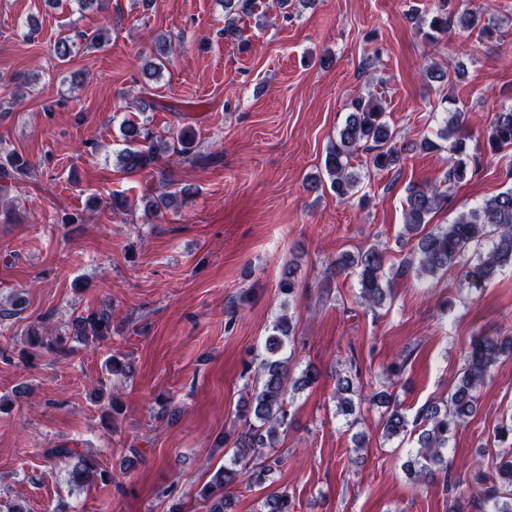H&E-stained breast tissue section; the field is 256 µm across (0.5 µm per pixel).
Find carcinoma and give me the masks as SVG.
Instances as JSON below:
<instances>
[{
  "label": "carcinoma",
  "instance_id": "cac0c4a2",
  "mask_svg": "<svg viewBox=\"0 0 512 512\" xmlns=\"http://www.w3.org/2000/svg\"><path fill=\"white\" fill-rule=\"evenodd\" d=\"M253 0H224V36L237 37V17L253 12ZM457 26L479 41H490L499 33L498 24L486 22L473 12L448 13V3L441 0L423 31V37L433 43ZM173 50L172 42L156 45L157 56L147 62L141 77L150 80L165 67V60ZM383 100L374 94L357 97L349 104L344 126L336 140L326 147L323 168L326 180L314 179L317 188L329 183V189L341 199L354 194L362 175L351 166V158L360 149L370 154L366 169L377 172L390 171L400 163L402 151L391 144L393 132L385 119ZM123 136L129 143L119 155V165L129 171L152 169L160 173L161 180L172 181L170 170L162 168L161 161L173 153L190 155L199 159L192 136L181 131L176 136L155 135L147 124L126 121ZM462 112H451L444 128L436 138H423L415 148L422 152L448 151V172L445 182L458 183L469 170L480 163V155L468 151ZM487 144L494 154L512 147V105L497 113L488 136ZM30 165L18 154H10L0 162V205L8 200L16 182L26 176ZM174 194L146 197L145 208L162 212L171 207ZM448 202V189L437 183L415 184L408 188L404 211V232L413 242L411 257L397 267L385 269L386 248L374 245L355 254H342L336 260V270L350 271L357 275L359 297L373 308L384 305L390 296L392 281L411 273L421 277H434L448 272L452 267L463 269L468 287L480 289L497 271L512 266V188L492 196L466 213L458 215L450 224H438L431 231L423 226L431 216L441 211ZM298 259L284 266L278 283L281 294L292 299L299 288ZM72 333L68 336H45L38 328L29 326L26 334L33 348H45L65 358L71 347L67 338H76L85 346L97 349L112 336V305L104 304L97 310L81 312L72 318ZM294 333L292 318L278 316L271 325L263 353L255 363L256 379L260 385L243 397L237 417L242 421L233 442L231 465L219 468L212 479L196 492L206 512H233V498L224 489L239 480L253 478L255 473H269L271 459L281 434L288 431L291 420V399L301 390L318 381L317 371L308 366L298 376H293L283 349ZM512 353V336H473L465 352L464 367L460 377L440 403L423 405L414 417L401 412L387 390L375 392L367 399L370 403L386 408L382 420L383 435L387 439L418 433L417 448L410 452L407 471L411 478L422 480L438 469L451 474L448 461V441L460 426L466 424L478 407L477 391L489 376L500 357ZM357 394L354 378L342 376L336 382L337 412L347 416L356 411L353 396ZM46 455L56 460H75L71 478L76 483L84 481L112 482V474L102 469L87 455L73 448H49ZM471 476L465 482L453 484V491L462 496L478 499L481 512H512V451L505 450L495 463L494 473L488 474L483 465L474 462ZM288 492L274 491L263 501L264 512H294Z\"/></svg>",
  "mask_w": 512,
  "mask_h": 512
}]
</instances>
